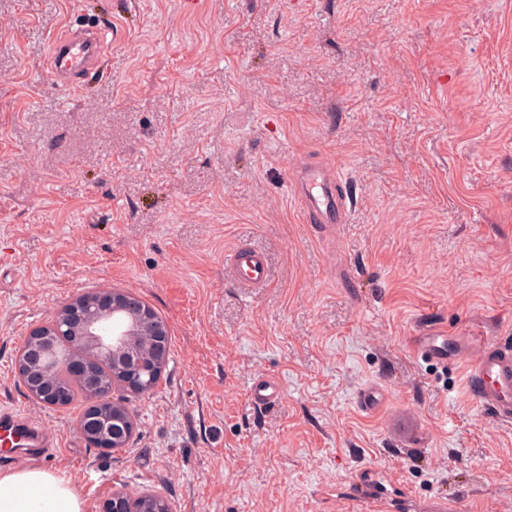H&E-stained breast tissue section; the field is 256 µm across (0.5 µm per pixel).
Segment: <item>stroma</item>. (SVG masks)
<instances>
[{"mask_svg":"<svg viewBox=\"0 0 512 512\" xmlns=\"http://www.w3.org/2000/svg\"><path fill=\"white\" fill-rule=\"evenodd\" d=\"M104 24L95 72L59 88L50 40ZM310 161L351 197L335 231L290 200ZM241 245L264 286L227 273ZM100 288L170 331L108 454L14 367ZM431 329L512 344V0H0V403L52 435L39 466L85 512L116 489L372 512L364 484L386 512H512V424L468 391L473 352H414ZM261 377L275 406L248 398ZM231 277L245 288L263 286L268 280V265L265 256L250 247H239L228 259Z\"/></svg>","mask_w":512,"mask_h":512,"instance_id":"stroma-1","label":"stroma"}]
</instances>
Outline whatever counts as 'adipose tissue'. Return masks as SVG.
Returning <instances> with one entry per match:
<instances>
[{"label":"adipose tissue","instance_id":"ef3b65f1","mask_svg":"<svg viewBox=\"0 0 512 512\" xmlns=\"http://www.w3.org/2000/svg\"><path fill=\"white\" fill-rule=\"evenodd\" d=\"M0 512H85V507L63 478L18 467L0 471Z\"/></svg>","mask_w":512,"mask_h":512}]
</instances>
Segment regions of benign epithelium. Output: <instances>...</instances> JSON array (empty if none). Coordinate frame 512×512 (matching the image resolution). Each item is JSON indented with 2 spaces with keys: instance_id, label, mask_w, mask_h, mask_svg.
Returning <instances> with one entry per match:
<instances>
[{
  "instance_id": "1",
  "label": "benign epithelium",
  "mask_w": 512,
  "mask_h": 512,
  "mask_svg": "<svg viewBox=\"0 0 512 512\" xmlns=\"http://www.w3.org/2000/svg\"><path fill=\"white\" fill-rule=\"evenodd\" d=\"M95 336L103 347H112V362L118 383L128 393H145L144 378L160 379L169 357V329L156 312L139 296L117 289H100L81 294L61 306L52 321L33 329L18 351L17 372L35 399L60 407L69 392L43 358L53 351V337ZM63 368L82 382L90 401L78 429L85 440L103 453L124 447L129 441L134 418L129 408L108 397L100 372L90 360L68 358ZM100 512H162L151 495L136 502L123 491L112 497Z\"/></svg>"
}]
</instances>
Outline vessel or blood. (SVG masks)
<instances>
[{"instance_id":"vessel-or-blood-1","label":"vessel or blood","mask_w":512,"mask_h":512,"mask_svg":"<svg viewBox=\"0 0 512 512\" xmlns=\"http://www.w3.org/2000/svg\"><path fill=\"white\" fill-rule=\"evenodd\" d=\"M108 32L96 27L65 31L52 40L48 65L52 76L63 87L76 88L80 77L94 69L103 54ZM294 196L303 213L317 224L345 223L349 207L336 191V174L320 165L301 166L292 181ZM231 277L241 286L256 288L268 280L265 256L255 249L239 247L228 259ZM419 355L444 363L461 356L469 347L461 338L442 331L416 337ZM470 381L479 402L501 420H512V349L497 344L480 345ZM280 397L278 384L269 378L255 381L251 402L270 407ZM54 443L49 433L20 410L0 405V452L7 456L32 459L46 457Z\"/></svg>"}]
</instances>
